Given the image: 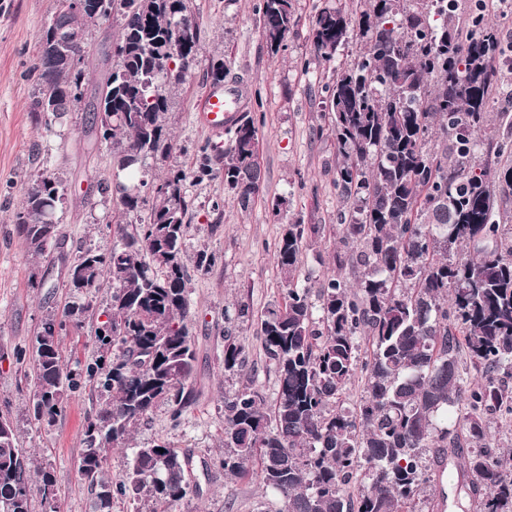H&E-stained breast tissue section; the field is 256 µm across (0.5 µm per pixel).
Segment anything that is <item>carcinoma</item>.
Instances as JSON below:
<instances>
[{"label":"carcinoma","mask_w":512,"mask_h":512,"mask_svg":"<svg viewBox=\"0 0 512 512\" xmlns=\"http://www.w3.org/2000/svg\"><path fill=\"white\" fill-rule=\"evenodd\" d=\"M96 2L78 12L57 0L31 58L37 83L29 111L50 132L80 103L85 30L119 14L88 117L118 177L172 154L168 97L198 61L200 23L189 0ZM458 9L459 0H336L312 21L311 49L326 61L348 43L355 18L363 40L357 59L336 66L327 86L335 185L350 217L343 234L355 243L334 260L353 279L324 276L312 302L301 275L319 227L286 225L276 249L282 302L260 319L277 399L266 408L253 390L224 401L220 461L234 476L257 466L285 512H417L443 463L457 481L440 502L463 496L479 512H512V448H500L489 431V416L512 413V389L501 380L512 378V224L501 220L496 195L512 189V136L489 133L499 34L480 7L459 26ZM259 13L276 54L297 26L294 0H261ZM57 29L77 35L66 55L50 45ZM259 125L241 113L225 127L224 143L202 147L194 174L224 178L243 210L262 183ZM484 133L494 161L478 164ZM188 178L174 166L136 183L99 181L101 197L112 200L117 240L73 259L74 301L44 319L29 349L13 351L33 372L29 412L54 422L80 388L64 371L60 333L72 320L94 318L81 298L107 289L86 365L102 403L87 414L77 468L92 494L90 512H112L118 497L132 499L136 512H172L189 492V458L166 443L134 449L119 483L105 468V452L129 447L158 405L177 423L195 401L187 262L206 271L216 256L185 254ZM66 190L55 171L26 183L16 232L32 252L56 240L57 225L44 219L63 212ZM142 211L145 218L130 220ZM242 354L227 340L224 369L241 366ZM473 370L480 380L469 378ZM357 373L363 394L345 407ZM359 474L366 486L355 499L346 487ZM35 493L58 512L56 477L31 466L12 421L0 415V512H33Z\"/></svg>","instance_id":"carcinoma-1"}]
</instances>
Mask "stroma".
<instances>
[{
    "instance_id": "stroma-1",
    "label": "stroma",
    "mask_w": 512,
    "mask_h": 512,
    "mask_svg": "<svg viewBox=\"0 0 512 512\" xmlns=\"http://www.w3.org/2000/svg\"><path fill=\"white\" fill-rule=\"evenodd\" d=\"M325 0H295L298 25L278 54L268 52L261 37L260 0H191L201 23V54L186 81L171 94L170 129L176 149L168 162L149 161L150 175H163L173 164L191 171L199 148L217 141L204 126V95L211 84L206 70L221 59L227 72L221 86L241 112L260 118L258 162L262 185L249 210L225 192L222 178L188 179L190 226L184 240L188 254L206 250L216 256L211 270L188 271L190 334L196 350L191 383L194 405L179 422L167 406L156 407L136 427L130 448L107 453V472L121 480L132 449L164 442L193 456V489L175 512H280L281 501L263 488L255 475L229 476L218 465L224 455V399L244 389L259 390L273 404L278 387L257 333L258 318L280 302L281 279L276 247L284 225L299 221L325 225L324 235L312 239L304 256V274L318 284L333 273V251L339 245L341 204L334 183L336 145L325 131V86L336 63H353L361 47L351 38L337 62L317 58L308 33ZM55 0H0V402L9 401L18 432V446L54 473L60 487V512H89L91 495L76 481L83 448L85 415L98 393L83 378L58 419L35 421L27 412L34 391L12 353L28 347L49 312L62 311L69 301L67 270L62 256H77L113 242L107 224L110 204L92 193L99 179L111 176L112 155L106 143L88 146L83 133L87 114L68 113L53 132H45L28 109L36 77L30 59L36 37L54 11ZM119 22L91 27L86 35L88 55L83 64L84 102H91L100 78L102 48L111 46ZM37 169L61 170L68 180V203L57 226L59 247L43 254L30 252L18 237L15 215L23 189ZM282 216L274 218L272 202ZM247 313H240V306ZM245 347L237 370L224 368L226 338ZM91 321L70 328L61 338L68 370L80 373L94 350Z\"/></svg>"
}]
</instances>
